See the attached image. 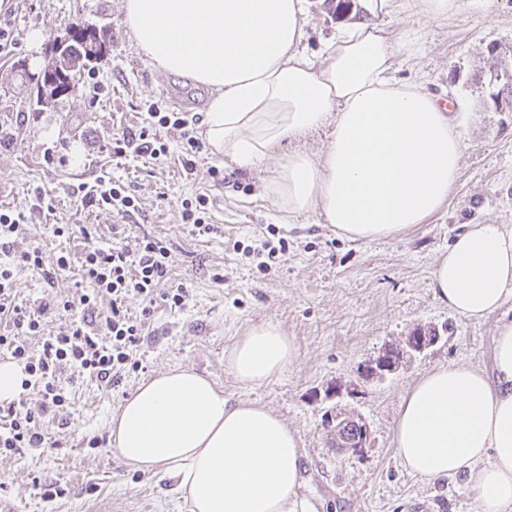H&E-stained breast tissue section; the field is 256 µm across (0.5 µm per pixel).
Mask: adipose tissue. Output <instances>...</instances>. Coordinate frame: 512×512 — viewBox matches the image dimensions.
Here are the masks:
<instances>
[{
    "mask_svg": "<svg viewBox=\"0 0 512 512\" xmlns=\"http://www.w3.org/2000/svg\"><path fill=\"white\" fill-rule=\"evenodd\" d=\"M127 29L158 69L209 86L205 138L242 170L275 145L325 131L315 154L292 151L266 182L291 216L320 211L370 243L425 223L448 202L464 144L425 75L397 76L426 52L423 29L457 0H360L345 35L321 55L305 46L306 0H123ZM439 301L479 320L512 301V227L471 224L436 260ZM297 356L271 321L252 325L224 357L245 388L283 375ZM114 449L134 470L174 476L187 512H313L300 494L301 435L268 408L225 397L190 368L143 383L111 419ZM403 466L431 481L468 474L476 512H512V321L494 341L492 371L441 363L409 390L393 423Z\"/></svg>",
    "mask_w": 512,
    "mask_h": 512,
    "instance_id": "1",
    "label": "adipose tissue"
}]
</instances>
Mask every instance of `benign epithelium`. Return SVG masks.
I'll list each match as a JSON object with an SVG mask.
<instances>
[{"instance_id":"7a95c632","label":"benign epithelium","mask_w":512,"mask_h":512,"mask_svg":"<svg viewBox=\"0 0 512 512\" xmlns=\"http://www.w3.org/2000/svg\"><path fill=\"white\" fill-rule=\"evenodd\" d=\"M67 42L62 40L54 41L47 64L41 71L40 89L43 97L52 98L56 95L55 74L62 72L61 60L64 58L62 52ZM496 64L484 71L480 82L485 87L499 88L512 84V45L499 43L489 44ZM444 329L434 324L419 325L412 331L395 342L385 344L378 353L371 358L363 367L358 376L359 382L350 383L342 388L336 389V395L346 391L351 397L357 395L359 387L363 383L381 382L387 376L398 371L404 364L417 354L437 346L445 340ZM330 425L336 423H349L354 426L355 437L336 438V446L340 450L357 455L366 448L370 440L371 430L368 422L359 414L347 412L341 408L336 410V415L328 416Z\"/></svg>"}]
</instances>
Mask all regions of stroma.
<instances>
[{"label": "stroma", "instance_id": "35a3bbf8", "mask_svg": "<svg viewBox=\"0 0 512 512\" xmlns=\"http://www.w3.org/2000/svg\"><path fill=\"white\" fill-rule=\"evenodd\" d=\"M24 40L0 56V207H22L30 189L41 186L53 210L46 223L18 239L23 251L41 248L79 252L80 228L111 240L117 217L105 208H81L77 187L99 175H117L136 186L141 210L131 236L165 240L178 281L191 290L184 309L160 305L134 357L141 370L116 388L87 379L71 389V408L60 448H29L0 457V500L18 512H187L172 479L132 470L113 449L87 442L110 433L113 413L141 382L172 367L187 366L209 376L233 399L257 401L297 429L303 440L301 491L316 512H474L467 475L431 483L405 470L393 448L392 428L403 397L430 367L457 361L491 369L493 339L512 321V301L480 321L454 314L438 302L431 272L438 255L468 224L512 225V112H487L467 79H455L482 62L491 42L512 45V0H461L457 12L426 25L427 50L419 66L427 88L451 101L454 129L465 150L447 204L426 223L391 239L353 241L326 224L319 212L291 217L264 191L268 171L289 150L280 145L264 168L240 170L203 152L194 181H187L174 157L180 132L163 137L172 159L154 165L116 158L108 134L139 129L148 102L161 99L177 112L205 114L210 89L190 78L159 70L141 55L124 22L122 0H13ZM306 44L320 54L348 26L334 0H308ZM82 22L106 33L110 42L90 64L106 90L90 99L84 76L68 94L37 105L36 82L52 40ZM222 169L223 181L211 176ZM208 194L222 234L192 235L181 218V202ZM56 224L74 225L71 237H55ZM275 226L288 249L270 271L256 267L244 247H258ZM77 269L45 285L33 271L18 273L21 301L65 298L76 293ZM279 323L297 346V356L279 378L255 389L241 388L228 372L227 348L252 324ZM446 327L448 340L416 357L384 381L363 387L356 397L337 395L357 379L361 366L385 343L420 324ZM362 415L370 442L351 456L331 448L326 418L336 407ZM58 482L64 498L43 499L42 482Z\"/></svg>", "mask_w": 512, "mask_h": 512}]
</instances>
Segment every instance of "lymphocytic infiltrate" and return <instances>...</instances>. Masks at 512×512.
Returning a JSON list of instances; mask_svg holds the SVG:
<instances>
[{
  "instance_id": "obj_1",
  "label": "lymphocytic infiltrate",
  "mask_w": 512,
  "mask_h": 512,
  "mask_svg": "<svg viewBox=\"0 0 512 512\" xmlns=\"http://www.w3.org/2000/svg\"><path fill=\"white\" fill-rule=\"evenodd\" d=\"M196 116L174 112L158 103L147 107V124L113 134L114 156H133L154 161L167 160L170 148L162 130L174 128L181 135L177 161L185 177H192L204 143L197 135ZM86 207L106 208L119 217L112 227L111 242L84 233L78 254L60 253L46 262L40 249L17 251V240L30 223L46 219L41 187H34L25 210L0 209V354L21 365L24 388L36 390L39 399L0 402V456H12L27 448L48 447L46 423L65 428L71 393L65 385L67 374L117 387L126 374L137 370L133 351L138 347L146 322L157 304L184 308L189 290L177 285L160 291L161 283L173 275L171 254L166 243L151 235L126 242V219L140 211L136 188L118 177H97L78 187ZM79 263L86 286L65 301L20 302L16 299L15 275L19 269L40 271L52 282L56 271ZM138 300L139 313L128 303ZM58 317L55 333L45 331L48 317Z\"/></svg>"
}]
</instances>
